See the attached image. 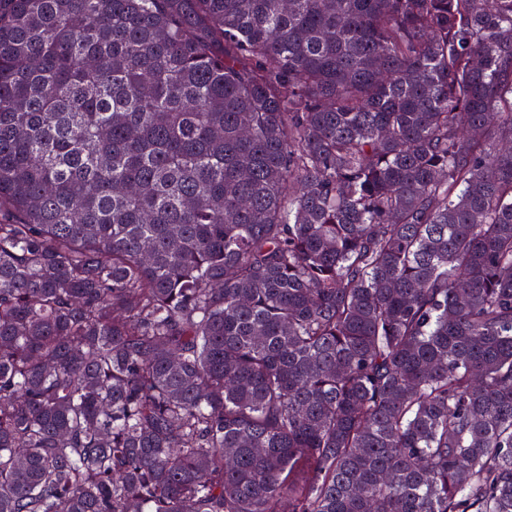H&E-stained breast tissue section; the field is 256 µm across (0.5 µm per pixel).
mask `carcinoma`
<instances>
[{
  "instance_id": "obj_1",
  "label": "carcinoma",
  "mask_w": 512,
  "mask_h": 512,
  "mask_svg": "<svg viewBox=\"0 0 512 512\" xmlns=\"http://www.w3.org/2000/svg\"><path fill=\"white\" fill-rule=\"evenodd\" d=\"M0 512H512V0H0Z\"/></svg>"
}]
</instances>
